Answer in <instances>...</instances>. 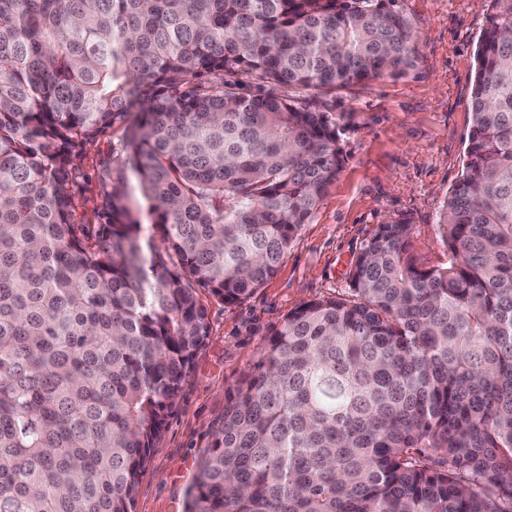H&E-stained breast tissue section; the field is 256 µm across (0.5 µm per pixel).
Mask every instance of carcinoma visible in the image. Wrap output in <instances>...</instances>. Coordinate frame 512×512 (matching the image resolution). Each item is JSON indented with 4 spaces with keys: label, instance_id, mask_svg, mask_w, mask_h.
I'll list each match as a JSON object with an SVG mask.
<instances>
[{
    "label": "carcinoma",
    "instance_id": "1",
    "mask_svg": "<svg viewBox=\"0 0 512 512\" xmlns=\"http://www.w3.org/2000/svg\"><path fill=\"white\" fill-rule=\"evenodd\" d=\"M491 6L447 265L378 225L347 294L288 313L226 392L186 512H512V0ZM415 60L395 0H0V512H133L209 335L195 286L237 303L276 274L342 168L320 98ZM121 130L116 127L101 134L92 144L86 147L83 159L85 181L76 189L79 207L76 215L80 218L91 216L99 202V161L111 152V147L120 138Z\"/></svg>",
    "mask_w": 512,
    "mask_h": 512
}]
</instances>
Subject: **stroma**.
<instances>
[{"label": "stroma", "instance_id": "obj_1", "mask_svg": "<svg viewBox=\"0 0 512 512\" xmlns=\"http://www.w3.org/2000/svg\"><path fill=\"white\" fill-rule=\"evenodd\" d=\"M397 5L418 35L416 65L405 76L367 79L327 96L330 108L346 115L343 167L277 273L237 304L198 288L209 334L140 478L134 512H184L196 463L224 417L226 390L254 369L290 311L345 293L351 263L378 225L411 224L418 264H447L439 220L467 163L475 51L489 25L491 0ZM120 135L112 128L87 146L77 217L97 206L99 162Z\"/></svg>", "mask_w": 512, "mask_h": 512}]
</instances>
